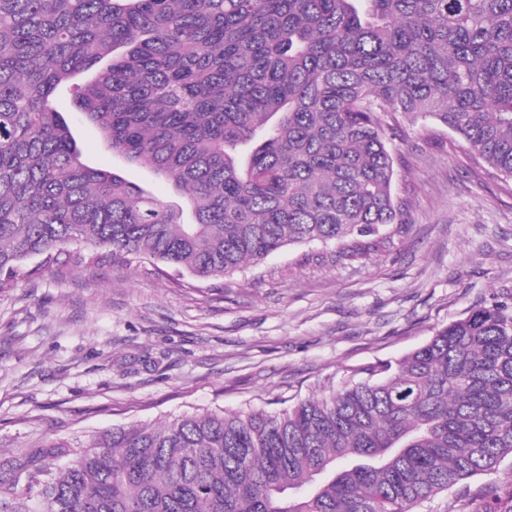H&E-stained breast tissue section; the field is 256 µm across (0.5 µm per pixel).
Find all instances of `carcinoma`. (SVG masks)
<instances>
[{
  "mask_svg": "<svg viewBox=\"0 0 512 512\" xmlns=\"http://www.w3.org/2000/svg\"><path fill=\"white\" fill-rule=\"evenodd\" d=\"M66 98L112 156L82 160ZM512 178V0H0V290L26 261L220 279L404 220L395 115ZM512 456V295L280 412L207 411L0 457V512H420ZM75 125V135L78 138L82 157L86 163L105 169H120L127 178L149 182L153 192L159 197L172 198L169 182L157 179L141 169L122 168L120 161L105 148L98 132L93 127L82 122H76Z\"/></svg>",
  "mask_w": 512,
  "mask_h": 512,
  "instance_id": "cac0c4a2",
  "label": "carcinoma"
}]
</instances>
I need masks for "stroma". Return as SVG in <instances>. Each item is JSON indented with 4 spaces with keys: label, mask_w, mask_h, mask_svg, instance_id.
I'll use <instances>...</instances> for the list:
<instances>
[{
    "label": "stroma",
    "mask_w": 512,
    "mask_h": 512,
    "mask_svg": "<svg viewBox=\"0 0 512 512\" xmlns=\"http://www.w3.org/2000/svg\"><path fill=\"white\" fill-rule=\"evenodd\" d=\"M394 193L407 220L379 251L293 244L233 276L198 281L148 260L37 271L0 290V455L115 425L224 409L277 412L363 380L471 307L512 291V181L476 167L431 118H401ZM86 163L123 169L171 198L169 182L122 168L77 123ZM512 491V459L425 504L470 512Z\"/></svg>",
    "instance_id": "35a3bbf8"
}]
</instances>
